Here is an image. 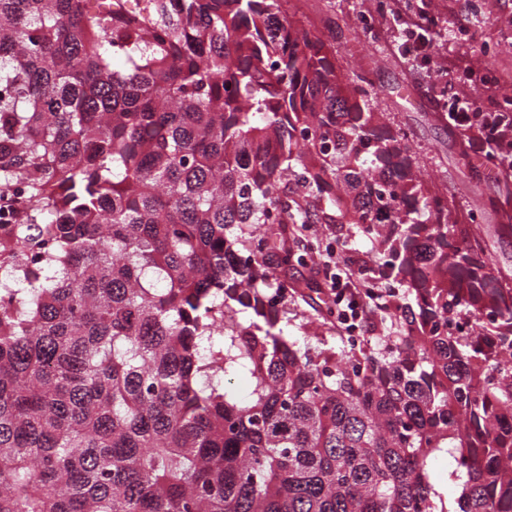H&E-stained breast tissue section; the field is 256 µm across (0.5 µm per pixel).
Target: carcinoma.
Segmentation results:
<instances>
[{"label": "carcinoma", "mask_w": 512, "mask_h": 512, "mask_svg": "<svg viewBox=\"0 0 512 512\" xmlns=\"http://www.w3.org/2000/svg\"><path fill=\"white\" fill-rule=\"evenodd\" d=\"M372 92L282 0H0V512H512V267ZM290 224L374 245L373 346L290 339ZM453 469L452 460L448 455L439 456L432 464V481L444 499L454 501L459 495L457 482L449 474Z\"/></svg>", "instance_id": "carcinoma-1"}]
</instances>
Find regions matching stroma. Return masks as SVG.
Wrapping results in <instances>:
<instances>
[{"label": "stroma", "instance_id": "1", "mask_svg": "<svg viewBox=\"0 0 512 512\" xmlns=\"http://www.w3.org/2000/svg\"><path fill=\"white\" fill-rule=\"evenodd\" d=\"M442 21L429 65L403 58L396 50L401 27L391 14L375 13L369 0H286L290 17L321 31L344 68L365 74L372 82L373 106L384 119L400 128L413 147L414 165L432 185L448 190L459 212L473 206L512 211V201L495 192V180L474 151H463L448 115L447 98L464 93L480 107L500 110L512 97V0H489L476 13L474 0H436ZM372 15L371 27L361 18ZM464 16L468 30H457L454 20ZM293 290L288 305L297 318L288 325L296 341L314 334L331 338L320 310L328 297L312 265L289 270Z\"/></svg>", "mask_w": 512, "mask_h": 512}]
</instances>
